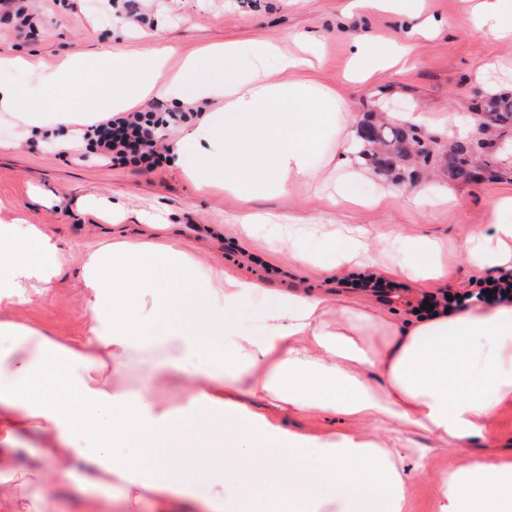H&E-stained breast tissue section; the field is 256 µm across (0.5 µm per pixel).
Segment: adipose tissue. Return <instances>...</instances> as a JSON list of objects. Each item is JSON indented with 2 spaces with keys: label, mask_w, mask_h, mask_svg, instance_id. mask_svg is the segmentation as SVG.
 <instances>
[{
  "label": "adipose tissue",
  "mask_w": 512,
  "mask_h": 512,
  "mask_svg": "<svg viewBox=\"0 0 512 512\" xmlns=\"http://www.w3.org/2000/svg\"><path fill=\"white\" fill-rule=\"evenodd\" d=\"M478 29L512 39V0H483ZM254 64L241 70L243 57ZM303 55L260 42L229 41L187 58L170 75L168 53L152 56L75 53L61 67L39 72L36 82L54 95L21 96L0 79V112L15 113L24 131L67 125L89 113L122 111L151 93L179 102L224 98L223 122L197 130L205 147L183 168L200 189H221L248 199L281 195L289 185L315 177L318 148L343 131V103L336 90L310 82H279L272 72L310 67ZM493 236L466 248L482 268L512 269V196L493 200ZM389 279L448 286L439 245L397 237ZM366 231L337 233L319 257L291 244L295 263L336 269H373ZM65 256L34 227L0 225V309L26 303L50 281ZM155 279L193 281L192 293H152L140 281L142 264ZM84 336L65 341L15 323L0 322V512H14L15 497L37 512L51 507L60 484L78 478L95 488L84 512H103L119 490L124 507L152 503L156 512L181 505L184 512H406L407 486L400 454L352 434L336 441H304L249 409L256 396L273 409L344 415L379 414L421 428L455 447L484 436L491 418L512 407V304L477 303L452 314L396 320L358 302L330 307L327 299L299 293L279 296L266 316L261 339L243 335L230 316L260 282L195 267L184 252L165 247L144 252L118 242L91 253L85 263ZM335 321H328V314ZM380 321L381 347L359 338V325ZM204 358L188 399L163 406L122 380L133 359L157 381L169 380L194 358ZM380 371L384 392L364 379ZM37 434L40 467L22 468L19 455ZM134 441L139 454L115 455ZM223 460L228 473L180 478L185 451ZM245 456L261 470H234ZM332 495H324V485ZM439 512H512V462L463 455L436 482Z\"/></svg>",
  "instance_id": "1"
}]
</instances>
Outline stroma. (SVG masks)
<instances>
[{"label": "stroma", "mask_w": 512, "mask_h": 512, "mask_svg": "<svg viewBox=\"0 0 512 512\" xmlns=\"http://www.w3.org/2000/svg\"><path fill=\"white\" fill-rule=\"evenodd\" d=\"M350 0H0V56L23 55L38 68H51L67 55L102 48L115 53L148 54L173 47L171 68L206 44L224 41L268 42L291 49L303 32H314L319 55L310 69L292 72L288 81L311 80L338 90L344 99L347 129H356L376 109L383 92L399 99L398 119L414 118L429 135L447 138L443 118L465 110L471 88L512 91V44L496 41L469 20L473 0H423L422 11L407 18L392 12L356 13ZM159 28V38L148 29ZM370 38L406 45L405 67L375 72L364 80L349 77L358 41ZM224 100L212 97L179 104L152 96L142 112L175 113L164 143L194 156L199 126L223 113ZM343 157L335 137L320 148L322 168L310 180L291 185L286 194L244 200L221 192L196 191L177 161L153 172L109 167L75 151L20 131L9 113L0 112V218L20 217L51 235L65 263L33 303L0 311L13 321L48 336L83 335V273L88 255L122 240L172 245L194 256L201 267L228 271L261 282L265 290L237 312L244 333H257L277 292L300 288L348 300L368 293L338 286L335 271L294 265L287 241L238 224L247 210L306 220L299 237L319 253L337 225L368 229L379 265H386L385 241L394 234L429 238L443 246L451 289L489 272L469 263V241L493 235L489 204L512 196V182L449 185L432 178L412 185H389L376 174L348 182L345 195L361 200L378 189L387 197L375 207L330 206L326 187ZM104 197L119 213L108 220L95 204ZM272 423L310 438L334 440L359 434L390 450H403L408 490L407 512H437L434 480L459 464L451 445L427 433L380 416L348 417L328 412L272 416ZM471 453L512 461V410L494 417L485 437L469 444Z\"/></svg>", "instance_id": "1"}]
</instances>
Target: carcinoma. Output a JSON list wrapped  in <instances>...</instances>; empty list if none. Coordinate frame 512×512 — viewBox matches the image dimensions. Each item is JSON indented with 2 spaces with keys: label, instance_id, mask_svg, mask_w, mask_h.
I'll use <instances>...</instances> for the list:
<instances>
[{
  "label": "carcinoma",
  "instance_id": "carcinoma-1",
  "mask_svg": "<svg viewBox=\"0 0 512 512\" xmlns=\"http://www.w3.org/2000/svg\"><path fill=\"white\" fill-rule=\"evenodd\" d=\"M467 111L482 117L471 134L443 145L433 137L422 143L416 138L419 127L409 121L382 124L376 111L365 115L356 137L358 154L365 164L390 182L412 184L423 169L435 171L450 184H469L477 171L486 180H512V167L501 163L498 145L512 140V92H483Z\"/></svg>",
  "mask_w": 512,
  "mask_h": 512
}]
</instances>
